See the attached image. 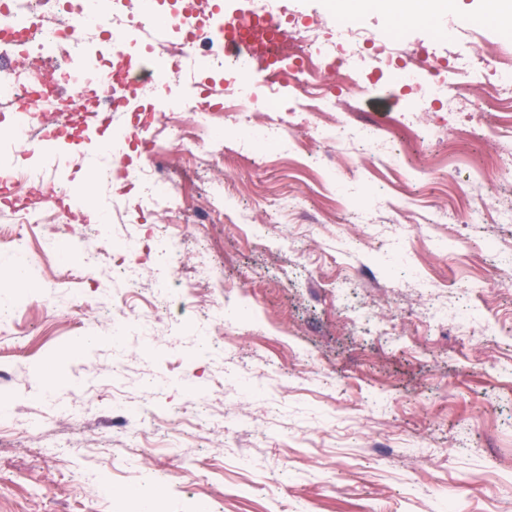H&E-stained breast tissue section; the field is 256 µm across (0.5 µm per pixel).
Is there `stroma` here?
<instances>
[{"label":"stroma","mask_w":512,"mask_h":512,"mask_svg":"<svg viewBox=\"0 0 512 512\" xmlns=\"http://www.w3.org/2000/svg\"><path fill=\"white\" fill-rule=\"evenodd\" d=\"M401 2L397 26L440 68L432 32L463 50L460 23L486 14L485 0L449 12ZM409 94L396 73L361 97L391 142H313L320 167L253 143L244 124L227 141L248 144L246 160L220 167L167 148L165 172L188 191V248L177 273L122 253L145 268L125 303L112 299L111 258L88 275L44 249L56 225L25 230L28 282L0 269V298L16 305L0 332V401L14 414L0 425V512H115L122 498L163 512H429L458 488L460 512H512V223L497 217L512 203L501 164L512 132L424 147L401 119ZM0 156L40 163L86 208L136 202V187L92 184L88 158L61 173L9 140ZM214 182L251 223H196ZM466 195L491 200L483 223H468ZM291 196L301 212L283 211ZM200 240L221 279L190 292ZM160 289L170 305L151 345L114 335ZM433 307L446 323L429 320ZM212 309L224 353L210 359L187 321ZM116 402L134 422L113 419Z\"/></svg>","instance_id":"stroma-1"}]
</instances>
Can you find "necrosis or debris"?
<instances>
[{
    "label": "necrosis or debris",
    "instance_id": "4bbe7bcc",
    "mask_svg": "<svg viewBox=\"0 0 512 512\" xmlns=\"http://www.w3.org/2000/svg\"><path fill=\"white\" fill-rule=\"evenodd\" d=\"M45 4L46 0H0V49H21L27 56L24 73L0 75V112L18 111L16 100L23 93L33 104L20 111L8 135L38 142L37 113L47 109L73 143L81 142L80 115L49 97L58 60H89V67L70 73L71 83L80 92L96 85L99 96L108 98L115 109L152 89L164 112L162 120L134 130H112L113 165L140 192L138 208L119 215L128 224L138 223L147 208L173 218L185 210L182 189L166 176L160 161L163 149L176 144L190 158L222 164L224 142L218 132L238 123L246 112L257 117L253 135L262 141H299L307 129L340 142L354 135L364 143L389 141L390 128L363 121L349 98L368 93L373 77L393 74L398 66L413 77L418 110L411 113V120L438 103L447 106L459 128L493 137L497 127L473 123L477 109L492 100L503 112V123L512 128V25L502 19L504 0H487L497 18L493 36L479 40L470 60L453 61L452 73L464 77L456 84L441 74H427V60L409 46L406 32L383 36L362 23L360 11L335 15L331 0H319L311 23L297 30L283 24L297 14V0H241L224 30L213 21V0H182L177 7L170 0H56L51 10ZM331 24L341 30L343 43L325 37ZM228 37L243 44L249 58H227ZM487 59L494 61V68H484ZM255 67L264 72L268 94L242 99L238 89ZM203 70L214 77L199 83L200 98L192 103L197 118L190 122L173 107V94L182 75ZM470 87L479 90L478 99L467 98ZM284 89L294 97L293 111L278 105L276 95ZM133 137L144 143L148 154L142 165L128 168L123 164L124 146ZM41 176L35 168L14 169L12 223H86L78 207L27 200L29 185Z\"/></svg>",
    "mask_w": 512,
    "mask_h": 512
}]
</instances>
